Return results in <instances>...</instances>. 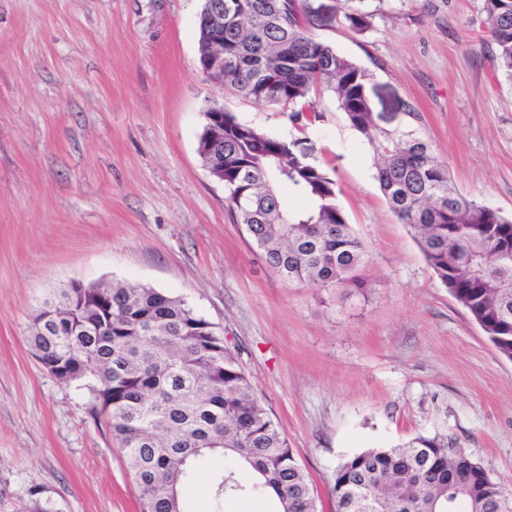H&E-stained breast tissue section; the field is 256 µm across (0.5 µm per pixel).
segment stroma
<instances>
[{
    "label": "stroma",
    "instance_id": "35a3bbf8",
    "mask_svg": "<svg viewBox=\"0 0 512 512\" xmlns=\"http://www.w3.org/2000/svg\"><path fill=\"white\" fill-rule=\"evenodd\" d=\"M317 38L371 76L379 124L427 140L464 195L512 217V85L483 0H310ZM203 0H0V512H140L125 452L84 382L29 344L33 316L79 282L178 297L211 322L309 474L320 512L347 456L446 436L512 486V360L440 284L374 179L366 139L322 94L294 126L197 67ZM220 105L301 140L333 173L368 262L361 291L282 280L204 167ZM220 459L184 492L213 512Z\"/></svg>",
    "mask_w": 512,
    "mask_h": 512
}]
</instances>
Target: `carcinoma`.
<instances>
[{"label":"carcinoma","instance_id":"1","mask_svg":"<svg viewBox=\"0 0 512 512\" xmlns=\"http://www.w3.org/2000/svg\"><path fill=\"white\" fill-rule=\"evenodd\" d=\"M224 12V88L283 106L303 124L317 114L312 94L333 93L348 125L372 148L375 179L427 265L490 342L512 359V218L450 184L431 146L407 130L376 123L370 75L315 37L323 16L308 0H233ZM498 71L512 84V0H483ZM353 29L371 14L347 9ZM206 113L200 136L208 166L224 169L229 207L266 263L285 281L320 288L365 287L367 254L337 201L336 180L309 161L301 141H287ZM286 187L307 201L284 208ZM52 315L50 336L32 327L30 344L62 382L85 381L111 403L112 435L122 444L141 512H186L184 487L212 457L224 458L213 490L215 510L244 493H264L276 512H317L308 477L286 438L258 403L252 385L213 325L183 300L153 288H72L37 309ZM245 467L254 481L237 477ZM334 512H501L512 490L446 437L418 436L392 448H369L333 474Z\"/></svg>","mask_w":512,"mask_h":512}]
</instances>
